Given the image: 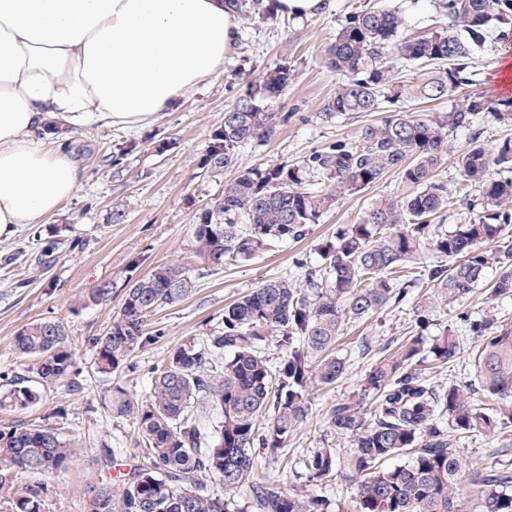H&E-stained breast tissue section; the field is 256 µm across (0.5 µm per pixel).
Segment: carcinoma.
<instances>
[{"label":"carcinoma","instance_id":"obj_1","mask_svg":"<svg viewBox=\"0 0 512 512\" xmlns=\"http://www.w3.org/2000/svg\"><path fill=\"white\" fill-rule=\"evenodd\" d=\"M439 9L446 23L413 36L400 33L401 16L383 4L347 16L328 53V67L341 82L319 117L389 116L363 127L359 141L332 143L297 164L241 168L197 217L195 250L207 267L219 269L299 240L332 209L337 194L361 191L389 171L399 172L410 194L401 200L380 196L358 223L337 228L335 242L322 249V265L308 272L307 287L268 280L225 307L218 330L202 342L181 344L151 371L147 397L112 388L104 404L112 416L135 422L146 463L119 484L88 483L83 512H329L320 496L253 481L252 449L278 457L308 416L309 385H332L346 375L347 363L335 353L344 325L400 306L412 280L395 274L425 249L444 263L428 271L432 291L414 307L417 334L366 373L364 391L374 398L369 418L349 399L330 408L329 427L350 436L353 448L344 459L333 448L315 451L306 464L308 478L321 482L339 467L351 472L358 478L353 512H459L456 490L465 477L480 493L478 512H512V469L476 467L455 445L469 434L512 427V324L458 315L478 343L476 390L499 402L491 411L471 403L472 386L444 387L418 368L427 357L454 362L463 350V337L446 327L430 345L423 343L436 308L468 297L494 266L499 275L490 293L512 295V237L505 234L512 224V177H490L494 167L512 169V140L495 153L473 140L458 155L459 186L479 192L480 215L446 231L431 223L448 207V187L437 178L448 132L488 116L512 123V100L495 102L472 91L440 121L409 109L475 85L471 59L484 47L492 22L512 20V0H439ZM290 80L286 65L269 71L224 112L206 150L211 169L235 165L239 146L276 136L290 116L269 111L266 101ZM316 182L325 187L312 188ZM193 288L188 269L175 263L128 283L112 324L92 338L96 373L107 378L136 368L132 353L159 339L145 331L148 318ZM67 337L63 322L51 318L17 332L14 347L29 360L31 376L0 372L8 385L0 394L1 411L33 403L39 385L80 375ZM273 343L283 351L274 363L265 352ZM202 404L220 415L209 429L199 415ZM76 455L75 442L56 428H0V504L6 512H41V493L19 492L15 478L49 476ZM400 456L407 461L385 465ZM209 478L219 481L221 492L210 489ZM245 490L247 505L239 507L234 496Z\"/></svg>","mask_w":512,"mask_h":512}]
</instances>
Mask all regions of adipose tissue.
<instances>
[{
    "label": "adipose tissue",
    "mask_w": 512,
    "mask_h": 512,
    "mask_svg": "<svg viewBox=\"0 0 512 512\" xmlns=\"http://www.w3.org/2000/svg\"><path fill=\"white\" fill-rule=\"evenodd\" d=\"M237 39L224 0H0V235L82 181L49 122L147 125L223 72Z\"/></svg>",
    "instance_id": "obj_1"
}]
</instances>
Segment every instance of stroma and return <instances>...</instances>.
<instances>
[{
  "instance_id": "35a3bbf8",
  "label": "stroma",
  "mask_w": 512,
  "mask_h": 512,
  "mask_svg": "<svg viewBox=\"0 0 512 512\" xmlns=\"http://www.w3.org/2000/svg\"><path fill=\"white\" fill-rule=\"evenodd\" d=\"M399 12L404 33L440 25L444 18L438 0H385ZM374 0H334L332 10L309 18L279 16L277 21H241L238 48L224 62V70L196 92L178 101L151 124L135 129L87 128L56 133L57 141L72 150L84 171L82 182L59 210L40 224H18L0 239V370L26 375L28 362L14 348L24 325L56 316L66 324L82 373L80 389L60 384L42 387L28 407L0 413V427L28 423L56 427L80 444L79 456L51 478L21 474V487H46L43 512H83L84 489L96 479L110 480L113 468L99 461L103 448L116 454L114 468L129 472L142 464L137 452V428L129 419L113 417L104 397L113 386L142 398L149 391L151 370L162 365L183 341L203 340L215 329L225 306L259 283L281 277L304 285L306 271L321 263L320 249L332 241L337 225L357 223L372 200L382 195L407 194L398 172L390 171L359 192L339 195L335 208L310 225L304 239L286 241L250 260L205 268L195 253L193 226L201 210L224 191L238 167L267 163H296L336 141L357 142L363 126L379 121L381 113H354L324 122L318 117L340 82L330 70L327 53L348 13L373 6ZM501 30L492 28L483 50L473 59L478 88L493 100L512 99V70L502 67ZM288 65L291 79L279 96L268 102L274 112L293 113L271 141L237 148V167L214 171L204 158L211 133L224 122V113L249 85L266 72ZM480 137L488 151L512 139V126L489 120L480 134L458 129L448 135V155L439 171L448 185L449 201L437 223L443 229L473 220L478 191L459 190L456 160L472 137ZM122 220H115V213ZM190 268L196 289L180 303L165 307L148 320L162 330L157 343L137 350L135 371L105 378L93 374L90 337L101 334L119 312L128 281L149 274L162 264ZM112 292L100 303H86L103 284ZM418 289H411L400 307L385 308L362 323L345 325L336 351L346 357V376L333 385H311L307 419L281 450L283 463L268 462L256 453L257 481H276L287 491L322 495L331 512H351L357 497L355 480L336 474L322 482L309 481L300 463L319 448L346 456L349 436L327 423L329 408L347 399L361 400L371 410L362 381L369 368L393 352L415 331L413 307ZM512 322V297H491L477 289L454 309H441L425 330L431 341L443 328L459 330L457 313Z\"/></svg>"
}]
</instances>
